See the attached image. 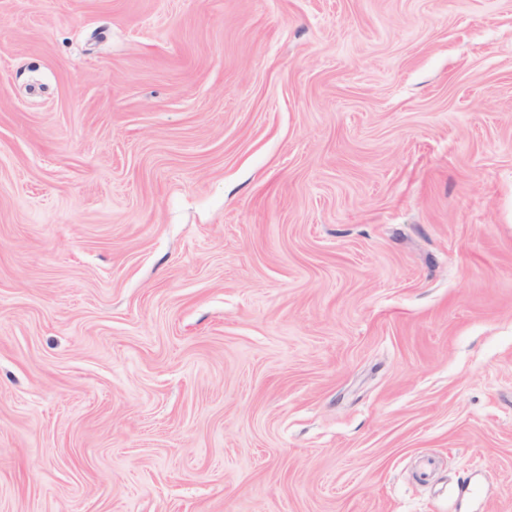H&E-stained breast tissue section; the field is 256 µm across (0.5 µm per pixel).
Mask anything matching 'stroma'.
Instances as JSON below:
<instances>
[{
    "instance_id": "stroma-1",
    "label": "stroma",
    "mask_w": 512,
    "mask_h": 512,
    "mask_svg": "<svg viewBox=\"0 0 512 512\" xmlns=\"http://www.w3.org/2000/svg\"><path fill=\"white\" fill-rule=\"evenodd\" d=\"M0 512H512V0H0Z\"/></svg>"
}]
</instances>
